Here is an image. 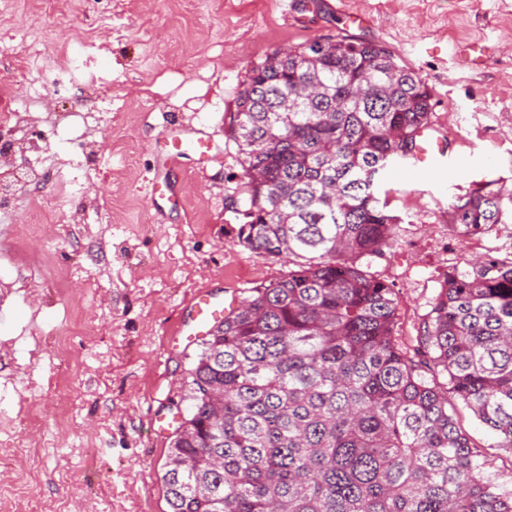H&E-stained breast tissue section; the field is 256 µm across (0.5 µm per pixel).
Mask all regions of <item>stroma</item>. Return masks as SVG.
Listing matches in <instances>:
<instances>
[{"label": "stroma", "instance_id": "1", "mask_svg": "<svg viewBox=\"0 0 512 512\" xmlns=\"http://www.w3.org/2000/svg\"><path fill=\"white\" fill-rule=\"evenodd\" d=\"M346 8L344 17L328 0H63L56 12L44 0H12L0 9V84L11 80V54L34 55L45 103L31 118L58 126L45 165L76 190L53 200L56 222L26 244L60 273L61 289L23 278L6 259L15 243L5 228L30 208L24 178L10 180L13 213L0 214V485L25 468L18 442L43 450L34 492L0 512L61 502L73 512H169L162 475L171 436L155 434L153 422L174 417L200 351L175 336L176 323L188 320L193 291L226 306L288 271L284 258L237 245L231 210L242 178L230 137L235 102L251 68L275 50L347 35L388 46L430 87L431 122L450 164L387 177L388 209L399 218L392 245L361 260L395 292L404 347L416 348L449 269L512 259V223L468 241L448 221L454 196L512 189V0H346ZM85 22V65L71 74V30ZM464 45L482 49L486 67L462 65ZM74 79L87 104L111 109L113 123L68 133L65 87ZM174 128L211 137L217 157L163 165L159 140ZM86 141L95 146L89 156ZM158 175L182 208L154 209ZM76 211L83 223H69ZM64 385L73 388L66 399ZM448 411L511 489L512 453L462 401L449 399ZM89 451L96 463L87 471ZM79 470L76 484L68 474Z\"/></svg>", "mask_w": 512, "mask_h": 512}]
</instances>
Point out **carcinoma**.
Here are the masks:
<instances>
[{
	"label": "carcinoma",
	"mask_w": 512,
	"mask_h": 512,
	"mask_svg": "<svg viewBox=\"0 0 512 512\" xmlns=\"http://www.w3.org/2000/svg\"><path fill=\"white\" fill-rule=\"evenodd\" d=\"M235 115L238 243L293 268L201 339L162 476L170 512H512L448 413L451 394L512 453V262L449 270L413 353L392 289L358 263L391 246L381 181L416 154L427 83L384 45L319 38L253 67ZM508 202L474 188L450 223L505 224Z\"/></svg>",
	"instance_id": "cac0c4a2"
}]
</instances>
